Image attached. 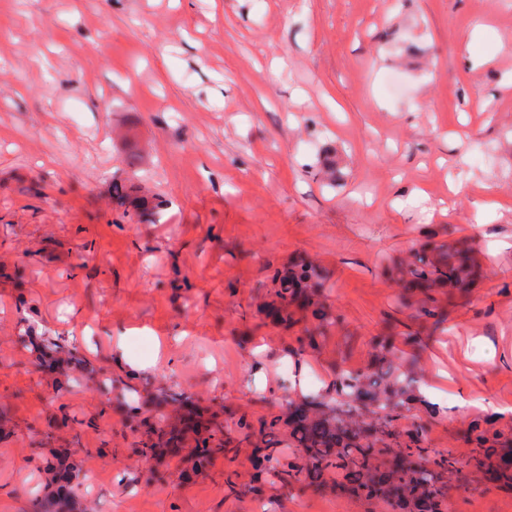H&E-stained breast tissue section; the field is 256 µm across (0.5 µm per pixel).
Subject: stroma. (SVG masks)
<instances>
[{"mask_svg":"<svg viewBox=\"0 0 512 512\" xmlns=\"http://www.w3.org/2000/svg\"><path fill=\"white\" fill-rule=\"evenodd\" d=\"M116 175L165 196L159 223L113 206ZM429 244L469 245L477 278L402 288L390 260ZM300 256L327 289L281 324ZM390 355L441 407L389 429L461 461L512 437V0H0V512L55 491L52 456L79 512H380L279 473L292 413L332 417L337 378ZM173 393L219 428L206 465L192 432L141 455L158 412L182 431Z\"/></svg>","mask_w":512,"mask_h":512,"instance_id":"stroma-1","label":"stroma"}]
</instances>
